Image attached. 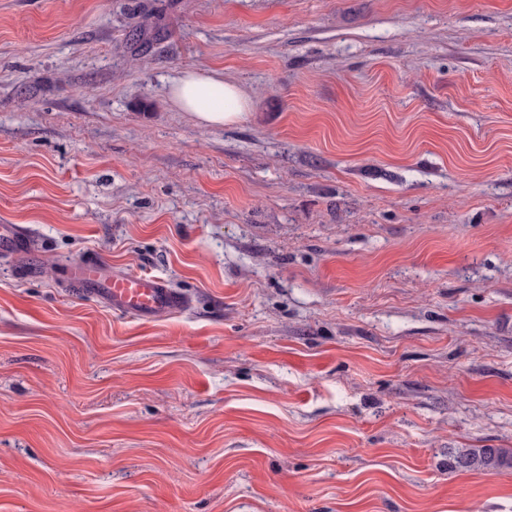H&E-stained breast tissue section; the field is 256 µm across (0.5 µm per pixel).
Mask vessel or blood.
<instances>
[{
  "mask_svg": "<svg viewBox=\"0 0 512 512\" xmlns=\"http://www.w3.org/2000/svg\"><path fill=\"white\" fill-rule=\"evenodd\" d=\"M26 234L16 224H0V254L23 251ZM71 282L101 299L112 310L152 320L186 308V297L159 277L147 275H103L101 267L90 260L72 263Z\"/></svg>",
  "mask_w": 512,
  "mask_h": 512,
  "instance_id": "1",
  "label": "vessel or blood"
}]
</instances>
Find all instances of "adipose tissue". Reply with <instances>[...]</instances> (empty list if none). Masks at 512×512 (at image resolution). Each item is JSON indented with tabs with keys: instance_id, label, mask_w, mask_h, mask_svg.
Returning a JSON list of instances; mask_svg holds the SVG:
<instances>
[{
	"instance_id": "obj_1",
	"label": "adipose tissue",
	"mask_w": 512,
	"mask_h": 512,
	"mask_svg": "<svg viewBox=\"0 0 512 512\" xmlns=\"http://www.w3.org/2000/svg\"><path fill=\"white\" fill-rule=\"evenodd\" d=\"M170 97L209 126L239 121L248 110V100L239 86L201 70L184 71L172 83Z\"/></svg>"
}]
</instances>
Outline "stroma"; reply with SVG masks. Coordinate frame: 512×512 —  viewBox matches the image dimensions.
Instances as JSON below:
<instances>
[{
	"instance_id": "35a3bbf8",
	"label": "stroma",
	"mask_w": 512,
	"mask_h": 512,
	"mask_svg": "<svg viewBox=\"0 0 512 512\" xmlns=\"http://www.w3.org/2000/svg\"><path fill=\"white\" fill-rule=\"evenodd\" d=\"M0 224V512H512V0H0ZM172 101L203 124L223 126L241 120L248 100L234 83L210 72L186 70L170 87ZM26 234L18 224H0V254H14L23 251ZM70 281L88 294L101 299L112 310L152 320L187 307L186 297L156 276H105L101 267L90 260H80L69 267ZM453 467L496 473L512 469V450L506 448H465L453 456Z\"/></svg>"
}]
</instances>
